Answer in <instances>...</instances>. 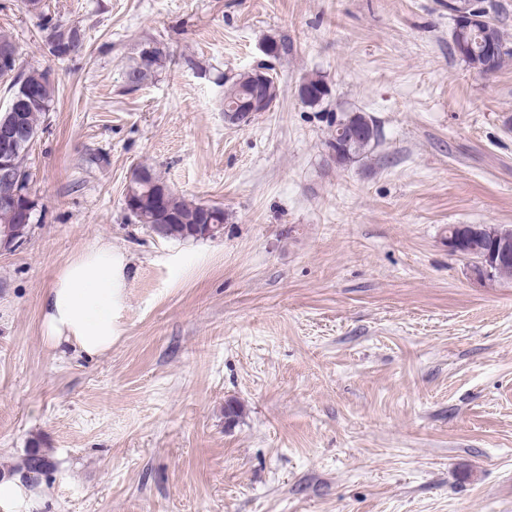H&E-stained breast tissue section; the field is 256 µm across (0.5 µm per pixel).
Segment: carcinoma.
<instances>
[{
	"instance_id": "cac0c4a2",
	"label": "carcinoma",
	"mask_w": 512,
	"mask_h": 512,
	"mask_svg": "<svg viewBox=\"0 0 512 512\" xmlns=\"http://www.w3.org/2000/svg\"><path fill=\"white\" fill-rule=\"evenodd\" d=\"M42 32L48 51L56 57L68 56L81 49V35L75 27L66 30L63 25L47 20L42 25ZM451 39L453 53L468 66L482 73L497 72L512 61V49L507 47L505 32L492 20L486 25L470 28L461 37L453 33ZM139 56L140 65L128 72L130 85L136 87L148 80L155 70L166 62L170 53L162 42L154 40L144 43ZM305 81L311 88V96L303 100L304 104L316 106L329 95V87L322 78L311 76L305 78ZM0 83L6 85V90L13 99L23 93L26 88L36 90L39 97L33 107L22 110L20 114L15 111L6 113V116L0 119V127L20 118L33 136H38L42 119L53 109L54 104L55 88L49 74L37 69L26 72L20 70L17 57L8 62L0 59ZM254 96L257 97V106L254 111H270L279 97L276 77L262 81L258 73L251 69L224 78L225 106L230 107ZM341 123L346 125L348 134L344 135L336 129L331 134V142H329V148L336 163L344 164L354 157L367 155L372 143L379 136L373 120L362 114L359 116L357 125L350 122L347 117L341 120ZM131 182L135 183L146 201L156 203L157 213L154 214V223L149 225V229L156 236L178 241L199 239L197 225L193 224V221L201 212L202 205L188 202L174 191L167 190L165 181L147 165L135 168ZM49 465L48 457L38 448L30 452L26 463L30 472H40Z\"/></svg>"
}]
</instances>
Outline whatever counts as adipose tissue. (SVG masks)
I'll return each instance as SVG.
<instances>
[{
	"label": "adipose tissue",
	"instance_id": "obj_1",
	"mask_svg": "<svg viewBox=\"0 0 512 512\" xmlns=\"http://www.w3.org/2000/svg\"><path fill=\"white\" fill-rule=\"evenodd\" d=\"M126 267L111 245L83 250L59 271L41 298L45 341L95 356L112 348L113 312L122 297ZM47 495L19 473L0 477V512H43Z\"/></svg>",
	"mask_w": 512,
	"mask_h": 512
}]
</instances>
